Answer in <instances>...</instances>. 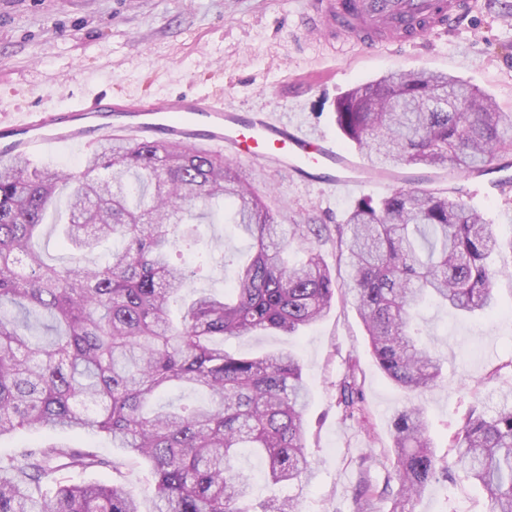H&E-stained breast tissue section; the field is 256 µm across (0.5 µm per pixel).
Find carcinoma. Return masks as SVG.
Masks as SVG:
<instances>
[{
	"mask_svg": "<svg viewBox=\"0 0 512 512\" xmlns=\"http://www.w3.org/2000/svg\"><path fill=\"white\" fill-rule=\"evenodd\" d=\"M336 122L370 169L422 165L478 173L512 148V114L477 87L446 73L393 71L359 85L336 106ZM69 190L65 211L56 200ZM230 204L232 224L253 241L218 298L194 289L209 267L171 254L197 244L200 210ZM80 253L50 264L34 240L48 215ZM319 224H280L224 156L164 140H103L77 173L0 158V437L20 429L102 436L149 465L151 512H251L240 448L267 459L268 482L311 474L303 416L309 389L288 350L244 358L224 338L275 331L295 336L321 321L336 296L353 298L371 352L388 380L419 396L442 378L440 356L414 315L434 301L461 315L497 309L493 263L512 252L461 191L405 187L355 204L336 225L352 270L338 284L317 248ZM112 242L107 261L87 255ZM173 387L199 402L155 405ZM347 419L365 412L354 368L339 385ZM396 458L384 487L365 483L355 512H391L440 479L486 491L488 512H512V404L489 415L473 407L456 434L453 472L439 464L414 401L395 417ZM126 460L49 442L0 456V512H142L123 479ZM111 473L107 482L66 483V470ZM263 512H298L272 496Z\"/></svg>",
	"mask_w": 512,
	"mask_h": 512,
	"instance_id": "cac0c4a2",
	"label": "carcinoma"
}]
</instances>
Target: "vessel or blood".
Wrapping results in <instances>:
<instances>
[{
    "label": "vessel or blood",
    "instance_id": "obj_1",
    "mask_svg": "<svg viewBox=\"0 0 512 512\" xmlns=\"http://www.w3.org/2000/svg\"><path fill=\"white\" fill-rule=\"evenodd\" d=\"M471 0H306L303 28L327 24L329 40L373 54L383 43L414 44L460 28ZM204 143L225 157L275 165L303 182L349 187L345 159L321 133L267 112L238 110L219 101L174 95L159 102L139 97L96 99L78 108L46 109L0 126V157L35 155L60 144L92 149L105 136Z\"/></svg>",
    "mask_w": 512,
    "mask_h": 512
}]
</instances>
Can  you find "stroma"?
I'll use <instances>...</instances> for the list:
<instances>
[{
    "instance_id": "obj_1",
    "label": "stroma",
    "mask_w": 512,
    "mask_h": 512,
    "mask_svg": "<svg viewBox=\"0 0 512 512\" xmlns=\"http://www.w3.org/2000/svg\"><path fill=\"white\" fill-rule=\"evenodd\" d=\"M303 0H0V120L44 108H71L126 92L155 100L177 93L219 97L235 108L272 112L288 123L325 132L351 162L356 185L330 191L300 182L278 167H237L283 224L344 223L355 202L398 187L435 191L459 183L446 169L372 170L336 123L348 90L394 70L448 73L492 96L512 113V0H473L465 28L378 54L334 52L320 30H299ZM200 250L213 256L196 288L220 295L231 272L228 255L251 243L214 209L198 227ZM494 291L501 309L489 318L422 310L429 345L448 361L444 380L424 391L428 432L441 461L452 462V439L472 405L495 411L512 400V272ZM295 346L310 389L306 442L314 471L290 488L300 512H354L360 481L383 487L394 460L391 423L406 393L378 367L351 300L296 340L255 333L227 340L249 357ZM355 370L365 395L362 419L344 418L337 386ZM411 512H488L485 492L470 483L435 482Z\"/></svg>"
}]
</instances>
